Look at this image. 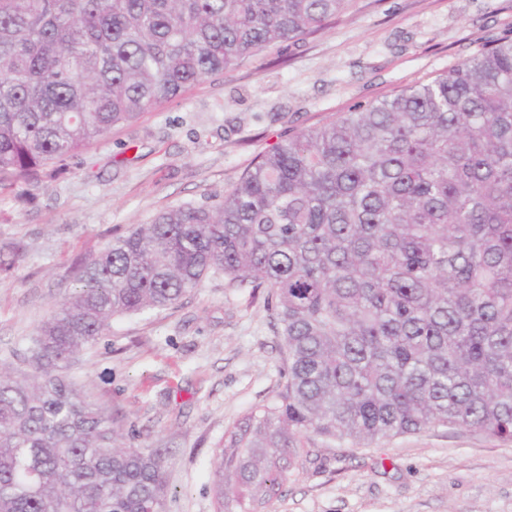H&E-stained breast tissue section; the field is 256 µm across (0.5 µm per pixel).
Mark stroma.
<instances>
[{
	"mask_svg": "<svg viewBox=\"0 0 512 512\" xmlns=\"http://www.w3.org/2000/svg\"><path fill=\"white\" fill-rule=\"evenodd\" d=\"M512 38V0H352L317 34L265 49L64 162L0 189V358L73 289L70 266L182 203L221 196L303 129L425 83ZM288 359L267 290L208 277L168 309L114 319L69 375L135 444L165 452L164 512H215L224 435L281 391ZM226 512H512V439L459 427L355 448L311 435L281 495Z\"/></svg>",
	"mask_w": 512,
	"mask_h": 512,
	"instance_id": "stroma-1",
	"label": "stroma"
}]
</instances>
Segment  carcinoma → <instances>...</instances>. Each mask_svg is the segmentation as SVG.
Returning <instances> with one entry per match:
<instances>
[{
    "instance_id": "1",
    "label": "carcinoma",
    "mask_w": 512,
    "mask_h": 512,
    "mask_svg": "<svg viewBox=\"0 0 512 512\" xmlns=\"http://www.w3.org/2000/svg\"><path fill=\"white\" fill-rule=\"evenodd\" d=\"M351 0H0V188ZM224 274L267 288L284 390L224 436L251 500L313 433L365 447L441 427L512 437V39L304 129L224 194L77 258L16 365L0 361V512H163L164 457L68 378L112 320ZM224 512V459L214 464Z\"/></svg>"
}]
</instances>
